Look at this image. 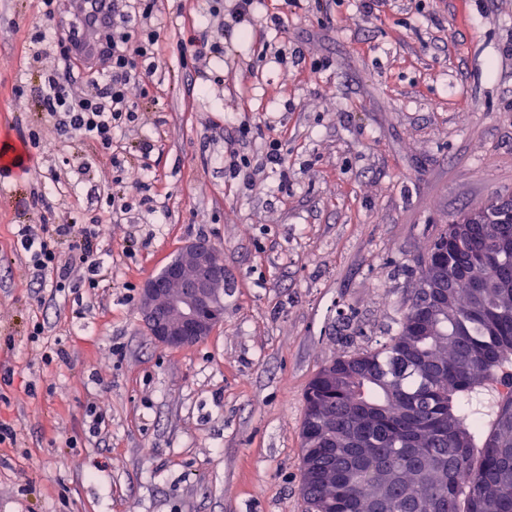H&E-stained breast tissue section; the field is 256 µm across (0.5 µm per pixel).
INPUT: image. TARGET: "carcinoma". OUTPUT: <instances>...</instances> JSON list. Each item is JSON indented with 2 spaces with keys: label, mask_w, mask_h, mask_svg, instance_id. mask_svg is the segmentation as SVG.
I'll return each instance as SVG.
<instances>
[{
  "label": "carcinoma",
  "mask_w": 512,
  "mask_h": 512,
  "mask_svg": "<svg viewBox=\"0 0 512 512\" xmlns=\"http://www.w3.org/2000/svg\"><path fill=\"white\" fill-rule=\"evenodd\" d=\"M334 364L304 396V512H512V393L486 401L512 382V195L449 220L398 333Z\"/></svg>",
  "instance_id": "cac0c4a2"
}]
</instances>
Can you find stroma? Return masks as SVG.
<instances>
[{
	"instance_id": "obj_1",
	"label": "stroma",
	"mask_w": 512,
	"mask_h": 512,
	"mask_svg": "<svg viewBox=\"0 0 512 512\" xmlns=\"http://www.w3.org/2000/svg\"><path fill=\"white\" fill-rule=\"evenodd\" d=\"M229 6L155 0L157 69L104 150L42 106L62 65L39 0H0V152L27 157L0 169V424L16 432L0 512H303L311 380L396 334L449 216L512 193V0H304L281 28L282 0H257L245 33L224 31ZM193 39L226 52L180 61ZM271 137L283 168L225 174ZM116 157L147 169V195ZM46 220L107 224L97 287L31 279L17 231ZM190 240L218 250L230 287L223 324L175 350L128 294Z\"/></svg>"
}]
</instances>
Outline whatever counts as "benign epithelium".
<instances>
[{
  "instance_id": "1",
  "label": "benign epithelium",
  "mask_w": 512,
  "mask_h": 512,
  "mask_svg": "<svg viewBox=\"0 0 512 512\" xmlns=\"http://www.w3.org/2000/svg\"><path fill=\"white\" fill-rule=\"evenodd\" d=\"M224 259L206 241L182 246L166 274L140 290L139 311L155 343L180 348L210 335L224 321Z\"/></svg>"
}]
</instances>
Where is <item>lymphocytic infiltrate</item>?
Returning <instances> with one entry per match:
<instances>
[{"instance_id":"f902f5d3","label":"lymphocytic infiltrate","mask_w":512,"mask_h":512,"mask_svg":"<svg viewBox=\"0 0 512 512\" xmlns=\"http://www.w3.org/2000/svg\"><path fill=\"white\" fill-rule=\"evenodd\" d=\"M58 0H41L38 26L42 36L56 41L66 69L82 67L96 73L101 90L74 98L68 81L58 73L44 74L39 97L57 120L62 136H75L111 149L114 129L135 123L137 104L132 91L152 72L154 30L140 27L137 16L152 12L153 0H130L120 9L118 0H100L103 28L76 14L77 28L63 30L55 22ZM20 243L30 255L38 279L64 286L79 270L94 273L102 262L99 245L105 235L100 224H25Z\"/></svg>"}]
</instances>
